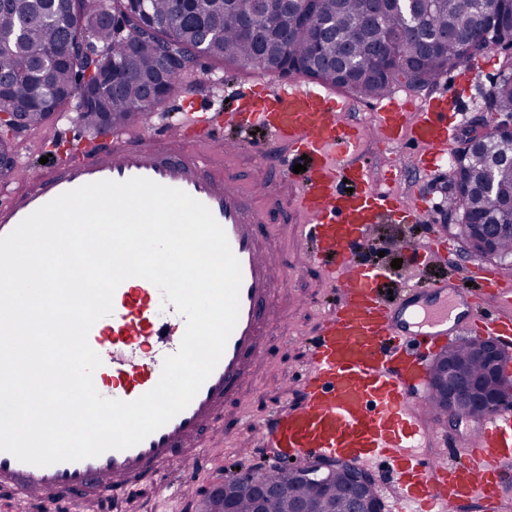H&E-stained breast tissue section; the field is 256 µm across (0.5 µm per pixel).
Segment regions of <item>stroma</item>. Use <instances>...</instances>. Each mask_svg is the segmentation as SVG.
I'll return each instance as SVG.
<instances>
[{"instance_id":"1","label":"stroma","mask_w":512,"mask_h":512,"mask_svg":"<svg viewBox=\"0 0 512 512\" xmlns=\"http://www.w3.org/2000/svg\"><path fill=\"white\" fill-rule=\"evenodd\" d=\"M512 56L508 49L491 51L483 60V69L474 79L461 81L454 97L458 112L465 123H472L485 108V96L499 79L500 64ZM261 71H226L224 66L208 58H200L197 67L184 83L188 92L204 93V106L211 112H223L225 101L230 98L234 86L239 82L260 79ZM94 130L83 122L63 115L49 124L26 128L17 132V139L26 141L29 151V166H38L42 156L64 158L68 142L73 137L89 139ZM413 148H404L396 153L404 166V176L397 184V191L404 198H411L416 183H423L428 194V212L425 223L442 225L448 212V178L450 167H442L431 175L418 177L411 164ZM270 179L276 180L277 190L271 201L255 199L257 209H270L271 217L263 224V233L269 234L275 247L288 259L292 270L284 288L275 294L282 319L279 330L260 335L265 350L262 358L249 364L251 377L246 385L229 397L218 421L221 433L203 443L198 465L197 488L193 495L183 501L171 502L156 486L143 483L133 485L119 500L101 505L94 512H196L206 492L217 483L237 477L238 473L256 469L280 471L288 468V461L276 455L252 453L253 442L242 433L224 438L226 430L236 426L241 417L259 422L271 412L280 409L284 401L295 400L299 388V377L307 360L306 341L318 331L322 315L334 303L336 293L327 284L322 266L311 263L306 246L300 237L299 226L304 217L295 201V187L281 180L278 168H270ZM447 252L436 258L426 270V283L435 285L453 277L464 280L467 268L477 262V255L466 253L462 243L447 237Z\"/></svg>"}]
</instances>
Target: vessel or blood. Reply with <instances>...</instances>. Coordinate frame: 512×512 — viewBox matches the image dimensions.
<instances>
[{"label":"vessel or blood","mask_w":512,"mask_h":512,"mask_svg":"<svg viewBox=\"0 0 512 512\" xmlns=\"http://www.w3.org/2000/svg\"><path fill=\"white\" fill-rule=\"evenodd\" d=\"M347 98L329 87L297 77L285 82L244 85L225 120L240 129L259 127L266 140L254 146L260 157L308 156L310 166L296 189V203L306 218L307 236L316 242L309 259L321 264L335 306L322 317L300 376V399L274 411L264 422L248 425L256 449L275 448L284 458L338 456L362 464L381 457L391 465L395 512H461L473 500L499 512L502 489L512 483V406L502 405L479 421L464 448L451 456L433 454L439 446L436 414L427 412L428 369L419 348L426 339L474 334L512 344V280L488 265L472 266L486 299L469 317L456 310L467 289L450 284L425 299L406 285L397 301L381 292L383 271L357 263L354 252L369 245L372 225L419 223L420 207L392 191L403 169L389 162L376 170L362 163L365 144L419 146L414 166L423 175L438 169L460 126L447 96L416 99L409 92L382 97L369 122L345 123ZM205 107L186 111L182 122L155 136L134 126L107 129L100 140L76 139L73 158L62 166L32 172L14 167L0 180V237L11 233L35 210L82 185L135 177L184 190L204 203L224 228L242 271L240 310L225 352L186 409L131 448L93 458L38 467L0 451V490L26 493L38 512H52L64 495L94 490L101 501L138 478L158 476L171 498L193 491L192 441L204 437L224 399L248 376L247 363L259 352L261 327L274 322L273 290L290 271L260 233L261 213L250 197L267 196L274 187L254 175L242 189L223 168L206 166L192 154L201 144L221 150ZM354 191H345V183ZM442 232L433 229L423 249L404 242L403 252L419 253L423 271L438 254ZM185 331V318L164 302L150 281H123L113 297V311L88 334L101 366L93 375L104 397L132 401L158 382L164 360L174 354Z\"/></svg>","instance_id":"obj_1"}]
</instances>
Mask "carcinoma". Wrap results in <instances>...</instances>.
<instances>
[{
    "instance_id": "1",
    "label": "carcinoma",
    "mask_w": 512,
    "mask_h": 512,
    "mask_svg": "<svg viewBox=\"0 0 512 512\" xmlns=\"http://www.w3.org/2000/svg\"><path fill=\"white\" fill-rule=\"evenodd\" d=\"M485 0H435L432 10L413 22L403 12L368 18V0H316L321 19L332 23L329 37L315 39L313 25L293 23L280 0L260 9L247 0H4L0 3V105L26 113L27 125H43L73 105L89 124L110 115V125H124L146 111L150 85L160 84V105L189 74L196 56L233 66L277 74L281 59L318 69L312 81L356 98H380L396 85L436 84L459 59L456 34L484 47L512 36V21L496 25ZM98 13L121 18L125 31L94 25ZM448 36L443 41L441 37ZM115 65L88 98L77 83L89 55ZM493 108L512 113V60L500 65ZM496 174L498 194L486 195L480 182L487 169ZM451 205L482 218L494 228L498 258L512 256V138H489L467 153L451 172ZM463 374L480 377L484 364L466 346L451 352ZM271 487L264 512H292L312 502L317 512L341 507L343 488L331 479L316 494L305 484L277 472L248 474L231 492L236 512H254L256 492Z\"/></svg>"
}]
</instances>
